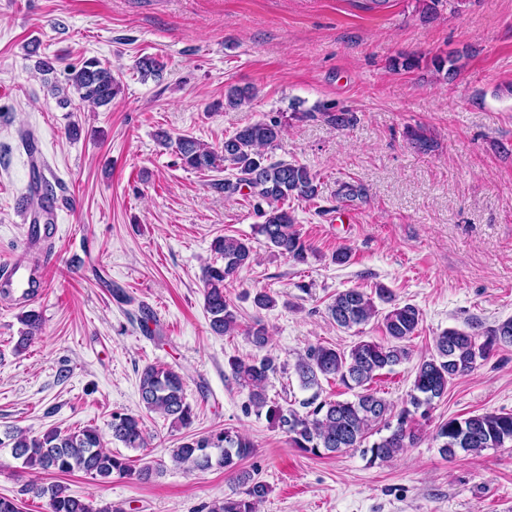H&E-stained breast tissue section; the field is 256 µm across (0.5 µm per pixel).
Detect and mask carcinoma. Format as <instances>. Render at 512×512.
<instances>
[{"instance_id":"obj_1","label":"carcinoma","mask_w":512,"mask_h":512,"mask_svg":"<svg viewBox=\"0 0 512 512\" xmlns=\"http://www.w3.org/2000/svg\"><path fill=\"white\" fill-rule=\"evenodd\" d=\"M420 17L430 21L439 7L453 0H417ZM460 54L436 55L430 64L434 71L453 78L461 69ZM421 58L406 55L394 58L393 71H412L420 67ZM141 76L158 77L163 65L154 57H141L136 62ZM66 83L79 98L98 107L108 106L120 92V82L112 70L96 58H89L68 67ZM257 97L252 86H231L224 92V108L238 109ZM328 123L346 129L353 125L354 116L346 110L323 108ZM284 123L280 117H264L238 128L224 138L218 150L209 148L189 135L172 137L166 131L157 134L165 148H174L182 164L196 171H210L227 166L234 178L224 180V193L232 196L247 190V195L260 200L257 206V233L264 237L267 247L296 263L308 258L310 245L294 229V218L288 211L290 200H313L319 188L316 176L301 164L272 162L267 149L279 138ZM212 251L222 264L212 263L203 268L204 306L210 315L211 330L218 335H231L238 329V318L224 295L226 283L252 264L254 249L251 242L230 236H218ZM391 305L380 314L375 300ZM328 314L341 328L351 329L381 319L386 341L361 340L348 350L321 345L309 347L295 362L294 370L301 387L312 391L300 403L301 413L292 405L271 401L266 394L270 377L281 370L277 359L265 355L245 361L233 356L228 359L232 375L240 385L249 389V404L256 413H265L267 421L288 437L289 444L300 452L321 457L349 449H359L369 461H387L400 451L418 444L417 418L428 417L435 400L448 392V385L457 377L473 371L480 363L504 346H512V320L487 332L450 328L434 340V353L420 360L412 387L406 400L396 405L371 388V383L384 370L410 359L404 342L410 340L421 322L420 310L409 303L395 302L392 292L376 288L371 297L359 288L336 292L328 305ZM24 326L17 342L23 349L42 329V316L28 310L19 316ZM250 343L264 349L269 337L261 321L245 330ZM334 379L349 390H357L352 400L320 398L321 380ZM139 393L144 408L171 420L175 428L189 429L194 422L193 408L186 401L185 378L172 366L148 365L140 374ZM389 430L380 435L378 425ZM112 439L127 448H145L148 439L139 415L114 412L108 423ZM12 444L14 458L24 467L43 472L70 473L82 471L95 479L108 480L114 474L149 480L154 469L145 464L131 467L128 459L105 450L103 435L96 427L86 426L74 431L52 428L39 437L29 438L12 431L5 439ZM433 440L442 456L452 459L460 452L478 454L489 448L512 445V412H486L466 418H450L440 422ZM253 451V444L236 430L224 428L202 436L192 437L172 449L171 457L179 465L206 470L214 466L234 475L241 491L211 507L210 512H256V506L266 498L269 486L251 473L237 470V464ZM36 497L46 500L47 512H124L119 506L106 504L96 507L92 502L70 494L58 482H41L27 488Z\"/></svg>"}]
</instances>
